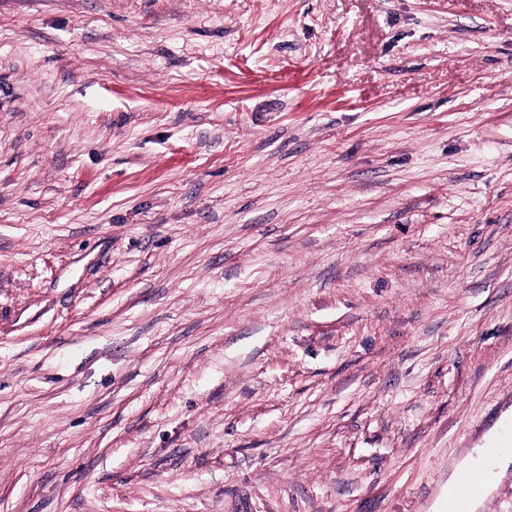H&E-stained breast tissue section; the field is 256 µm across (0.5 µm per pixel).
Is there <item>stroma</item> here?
I'll return each mask as SVG.
<instances>
[{
  "mask_svg": "<svg viewBox=\"0 0 512 512\" xmlns=\"http://www.w3.org/2000/svg\"><path fill=\"white\" fill-rule=\"evenodd\" d=\"M512 0H0V512H512Z\"/></svg>",
  "mask_w": 512,
  "mask_h": 512,
  "instance_id": "stroma-1",
  "label": "stroma"
}]
</instances>
